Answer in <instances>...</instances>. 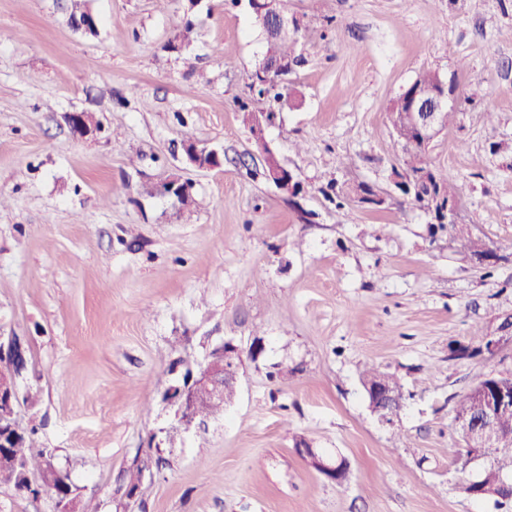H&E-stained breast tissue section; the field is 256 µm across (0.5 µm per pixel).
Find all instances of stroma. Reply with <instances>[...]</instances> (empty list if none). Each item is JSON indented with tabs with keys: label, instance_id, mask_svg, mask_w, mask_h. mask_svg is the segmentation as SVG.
<instances>
[{
	"label": "stroma",
	"instance_id": "stroma-1",
	"mask_svg": "<svg viewBox=\"0 0 512 512\" xmlns=\"http://www.w3.org/2000/svg\"><path fill=\"white\" fill-rule=\"evenodd\" d=\"M68 4L0 0V335L27 350L19 421L74 495L98 512H512L462 491L483 463L467 460L451 399L512 374L497 334L512 314V157L490 152L512 139V0H293L303 62L287 84L303 104L288 111L249 87L264 43L247 0H87L93 36L69 27ZM424 70L461 92L429 151L493 268L422 210L324 194L394 192L387 106ZM251 111L272 113L265 138L296 198L262 177ZM70 112L100 133L74 139ZM188 142L221 167L191 164ZM173 174L192 186L185 221L153 192ZM229 339L233 403L183 430L164 398L172 361L200 364ZM369 365L404 387L392 422L367 404ZM305 446L345 457L346 480ZM133 466L145 497L125 493ZM330 190L334 196L329 195L332 202H336L337 208H342L346 200H355L356 202L364 205H369L375 209H381L382 205L386 203L385 199L377 198L374 192V186L366 182H359L354 184L338 186L330 185ZM300 452L306 456H314L319 466L321 467L320 472L328 479L339 482L344 476L346 477L348 471V463L345 458L339 457L335 462H331L323 459L322 457L317 458L314 448H301Z\"/></svg>",
	"mask_w": 512,
	"mask_h": 512
}]
</instances>
